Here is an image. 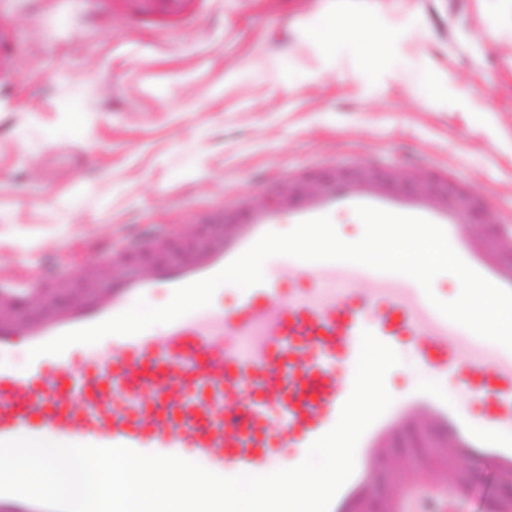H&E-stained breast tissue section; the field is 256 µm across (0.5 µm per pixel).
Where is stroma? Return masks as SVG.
Here are the masks:
<instances>
[{"instance_id": "1", "label": "stroma", "mask_w": 512, "mask_h": 512, "mask_svg": "<svg viewBox=\"0 0 512 512\" xmlns=\"http://www.w3.org/2000/svg\"><path fill=\"white\" fill-rule=\"evenodd\" d=\"M390 34L321 42L326 4ZM497 17L489 27L488 17ZM0 279L132 224L195 235L273 169L422 155L512 205V0H0Z\"/></svg>"}]
</instances>
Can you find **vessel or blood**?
<instances>
[{
    "label": "vessel or blood",
    "mask_w": 512,
    "mask_h": 512,
    "mask_svg": "<svg viewBox=\"0 0 512 512\" xmlns=\"http://www.w3.org/2000/svg\"><path fill=\"white\" fill-rule=\"evenodd\" d=\"M265 197L209 212L204 243L173 247L163 225L119 237L84 262L83 284L63 302L52 289L63 268L31 266L0 281V441L124 445L177 455L222 476L275 471L280 449L301 463L349 397L362 331L407 349L437 387L404 386L387 374L394 401L362 435L352 477L330 512H410L409 492L441 500L471 487L477 469L512 485V350L447 319L413 279L341 261L289 256L247 289L221 285L209 306L102 347L69 346L24 368L6 358L211 276L264 233L370 205L441 226L474 270L512 291V224L492 201L466 195L431 162L406 174L366 161L352 172L306 179L275 171ZM406 472L377 497L380 473ZM0 512H46L0 494Z\"/></svg>",
    "instance_id": "b4317fda"
}]
</instances>
